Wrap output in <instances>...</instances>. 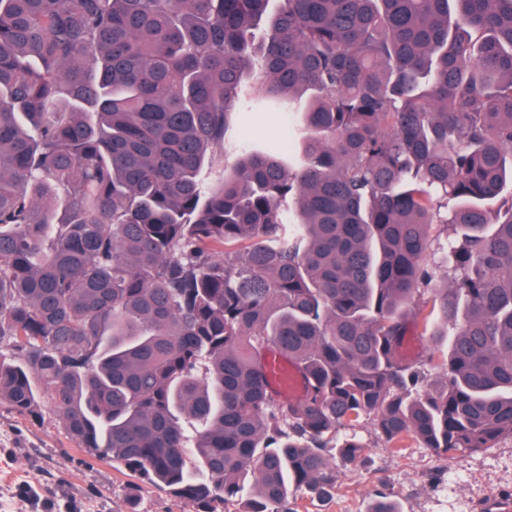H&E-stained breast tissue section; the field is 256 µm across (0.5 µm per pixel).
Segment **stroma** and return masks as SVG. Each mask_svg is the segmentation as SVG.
Masks as SVG:
<instances>
[{
  "label": "stroma",
  "instance_id": "1",
  "mask_svg": "<svg viewBox=\"0 0 512 512\" xmlns=\"http://www.w3.org/2000/svg\"><path fill=\"white\" fill-rule=\"evenodd\" d=\"M445 340L415 330L398 358L423 369L430 386L446 378ZM364 443L353 464L337 463L336 489L290 492L294 512H368L378 496L402 512H500L512 503V439L494 447L436 454L409 438L387 448L371 419L349 428ZM191 505L123 467L88 455L46 406L20 414L0 405V512H191Z\"/></svg>",
  "mask_w": 512,
  "mask_h": 512
}]
</instances>
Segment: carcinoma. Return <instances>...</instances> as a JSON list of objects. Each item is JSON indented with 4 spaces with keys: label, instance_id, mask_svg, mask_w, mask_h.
I'll use <instances>...</instances> for the list:
<instances>
[{
    "label": "carcinoma",
    "instance_id": "carcinoma-1",
    "mask_svg": "<svg viewBox=\"0 0 512 512\" xmlns=\"http://www.w3.org/2000/svg\"><path fill=\"white\" fill-rule=\"evenodd\" d=\"M257 109L279 133L224 168ZM450 326L419 392L397 349ZM6 339L0 405L193 512L330 495L364 416L512 439V0H0ZM270 381L283 394L298 398L303 394V387L294 375L290 365L278 355L268 357Z\"/></svg>",
    "mask_w": 512,
    "mask_h": 512
}]
</instances>
